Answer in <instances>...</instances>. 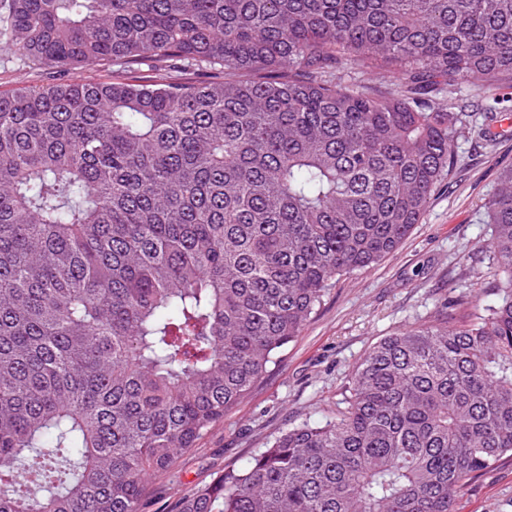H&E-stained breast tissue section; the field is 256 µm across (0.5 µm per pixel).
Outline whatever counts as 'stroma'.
Instances as JSON below:
<instances>
[{"label": "stroma", "instance_id": "stroma-1", "mask_svg": "<svg viewBox=\"0 0 512 512\" xmlns=\"http://www.w3.org/2000/svg\"><path fill=\"white\" fill-rule=\"evenodd\" d=\"M59 75L56 68L14 53L0 36L1 93L46 86ZM453 98L474 125L483 123V109L493 103L512 117V82L486 90L465 85ZM491 130L496 135L491 142L468 133L458 138L457 163L410 236L373 267L336 279L276 365L238 406L170 469L149 477L142 512H178L184 494L225 467L244 465L281 431L334 417L366 350L399 328L434 319L448 295L465 299L449 307L452 321L469 313L471 300L497 301L484 202L498 186L500 169L512 165V120L493 123ZM455 510L512 512V459L480 472Z\"/></svg>", "mask_w": 512, "mask_h": 512}]
</instances>
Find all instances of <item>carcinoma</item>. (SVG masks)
I'll use <instances>...</instances> for the list:
<instances>
[{"label": "carcinoma", "instance_id": "carcinoma-1", "mask_svg": "<svg viewBox=\"0 0 512 512\" xmlns=\"http://www.w3.org/2000/svg\"><path fill=\"white\" fill-rule=\"evenodd\" d=\"M0 24L38 62L158 71L0 94V512H139L419 222L463 125L440 91L512 79V0H0ZM377 71L402 87L346 79ZM484 208L497 303L382 338L336 417L180 512H453L512 458V166Z\"/></svg>", "mask_w": 512, "mask_h": 512}]
</instances>
